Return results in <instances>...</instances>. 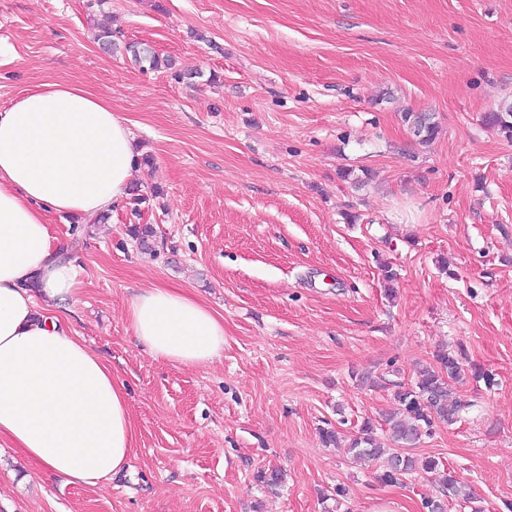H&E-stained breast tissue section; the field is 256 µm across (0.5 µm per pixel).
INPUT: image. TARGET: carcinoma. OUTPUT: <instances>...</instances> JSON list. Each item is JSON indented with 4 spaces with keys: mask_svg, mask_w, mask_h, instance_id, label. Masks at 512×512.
I'll list each match as a JSON object with an SVG mask.
<instances>
[{
    "mask_svg": "<svg viewBox=\"0 0 512 512\" xmlns=\"http://www.w3.org/2000/svg\"><path fill=\"white\" fill-rule=\"evenodd\" d=\"M137 63H147L152 70L170 68L172 61L161 59L148 48L132 50ZM402 120L413 130V136L421 143L432 141L438 133L435 115L430 112H404ZM484 122L498 128L503 136L512 140V103H504L497 112L484 116ZM128 232L137 246L144 252L154 250V230L149 225L134 224ZM435 363L423 366L417 380L410 384H395L397 407L385 416L389 426L393 447L386 448L373 436L370 422L362 423L357 435L349 439L348 451L358 461H380L383 467L378 479L385 484H397L408 475L424 472L435 475L444 496H472L462 491L456 471L443 465L433 457H417L412 453L422 436L428 434L435 421L453 424L469 404L461 400H450L453 383L459 381L464 372L459 359L449 353L434 355Z\"/></svg>",
    "mask_w": 512,
    "mask_h": 512,
    "instance_id": "obj_1",
    "label": "carcinoma"
}]
</instances>
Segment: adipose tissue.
I'll use <instances>...</instances> for the list:
<instances>
[{
  "instance_id": "1",
  "label": "adipose tissue",
  "mask_w": 512,
  "mask_h": 512,
  "mask_svg": "<svg viewBox=\"0 0 512 512\" xmlns=\"http://www.w3.org/2000/svg\"><path fill=\"white\" fill-rule=\"evenodd\" d=\"M138 157L126 119L82 86L44 82L0 111V439L90 487L127 464L136 428L111 368L49 309L81 279L46 219L112 211ZM127 320L156 360L195 367L224 350L223 318L177 288L133 293Z\"/></svg>"
}]
</instances>
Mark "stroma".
Segmentation results:
<instances>
[{"mask_svg":"<svg viewBox=\"0 0 512 512\" xmlns=\"http://www.w3.org/2000/svg\"><path fill=\"white\" fill-rule=\"evenodd\" d=\"M0 36L18 55L0 110L83 86L151 155L133 186L162 190L98 224L47 217L82 270L57 314L122 383L133 456L79 487L1 439L0 512H425L431 475L384 484L320 432L381 423L393 383L440 351L494 382L464 375L469 409L416 453L512 512V142L483 123L512 100V0H0ZM134 46L174 69L141 68ZM407 111L435 114L431 143ZM155 285L223 317L220 358L183 368L137 346L129 291ZM271 469L278 486L256 481Z\"/></svg>","mask_w":512,"mask_h":512,"instance_id":"stroma-1","label":"stroma"}]
</instances>
